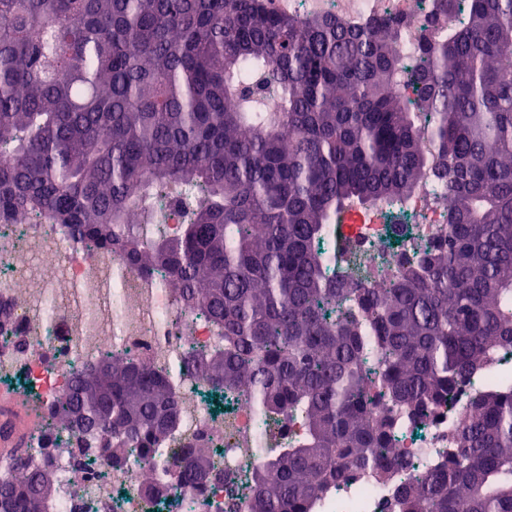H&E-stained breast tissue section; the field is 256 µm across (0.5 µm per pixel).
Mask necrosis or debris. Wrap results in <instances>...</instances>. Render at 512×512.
<instances>
[{
	"mask_svg": "<svg viewBox=\"0 0 512 512\" xmlns=\"http://www.w3.org/2000/svg\"><path fill=\"white\" fill-rule=\"evenodd\" d=\"M269 8L297 15L333 14L353 22L395 17L403 24L402 44L413 53L427 21L438 18V0H267ZM408 215L416 237L438 242L448 224L433 176L420 180L408 198L394 204L346 211L336 234L356 241L373 261L391 235V215ZM158 271H142L118 253L99 251L60 226L33 220L0 224V314L6 338L0 339V382L24 383L48 405L71 385L77 373L103 356H132L157 371L169 369L187 345H210L218 329L189 314L180 293L165 286ZM56 297L54 322L45 319L48 297ZM198 376L180 386L181 426L177 446L198 443L216 450L222 462L202 492L170 482L164 497L146 495L137 464L113 465L88 460L77 448L55 452L59 476L47 512H156L170 500L190 501L195 512H247L253 496L245 476L260 464L249 448L254 405L240 391L218 412L200 396ZM468 388L456 402L437 408L422 424L403 418L397 446L410 453L413 471H421L422 448L447 449L448 430L466 424ZM332 497L340 512H397L392 488L377 489L370 477L337 486Z\"/></svg>",
	"mask_w": 512,
	"mask_h": 512,
	"instance_id": "obj_1",
	"label": "necrosis or debris"
}]
</instances>
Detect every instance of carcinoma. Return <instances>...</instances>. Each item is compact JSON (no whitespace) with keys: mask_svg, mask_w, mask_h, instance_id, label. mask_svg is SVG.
I'll list each match as a JSON object with an SVG mask.
<instances>
[{"mask_svg":"<svg viewBox=\"0 0 512 512\" xmlns=\"http://www.w3.org/2000/svg\"><path fill=\"white\" fill-rule=\"evenodd\" d=\"M440 5L451 22L416 47L410 96L395 18L0 0V223L44 218L164 270L223 340L165 373L102 358L43 408L42 440L201 485L211 451L165 447L191 365L217 390L250 388V512H321L366 474L395 485L398 512H512V373L494 366L512 349V0ZM431 169L451 205L441 241L389 276L329 243L349 206L406 198ZM163 205L184 218L175 236ZM464 385L469 422L399 481L397 412L426 419ZM10 461L0 512H43L56 471Z\"/></svg>","mask_w":512,"mask_h":512,"instance_id":"cac0c4a2","label":"carcinoma"}]
</instances>
